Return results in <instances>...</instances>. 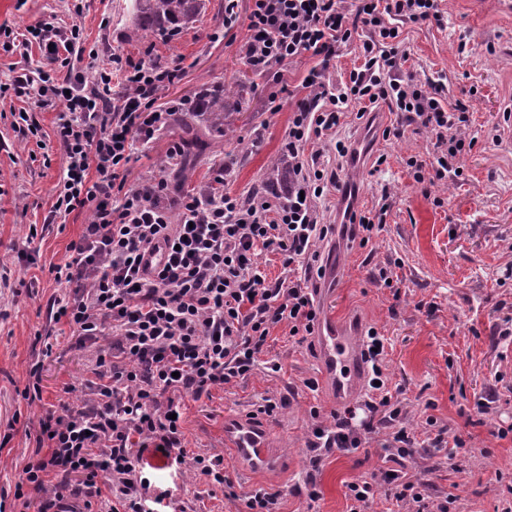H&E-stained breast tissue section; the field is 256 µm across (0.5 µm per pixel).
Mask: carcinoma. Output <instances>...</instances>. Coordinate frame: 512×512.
<instances>
[{
	"label": "carcinoma",
	"instance_id": "1",
	"mask_svg": "<svg viewBox=\"0 0 512 512\" xmlns=\"http://www.w3.org/2000/svg\"><path fill=\"white\" fill-rule=\"evenodd\" d=\"M203 0H136L134 3L136 24L129 31L128 37L137 38L143 30L168 34L178 32L194 22L200 14ZM190 112L195 114L214 133L224 132L226 112L224 98L212 95L196 100ZM187 138L185 151L180 165H185L190 157L211 148V142L194 131L189 122H184Z\"/></svg>",
	"mask_w": 512,
	"mask_h": 512
}]
</instances>
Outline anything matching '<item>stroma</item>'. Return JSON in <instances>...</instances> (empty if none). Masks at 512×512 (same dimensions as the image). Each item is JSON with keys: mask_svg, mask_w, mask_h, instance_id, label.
<instances>
[{"mask_svg": "<svg viewBox=\"0 0 512 512\" xmlns=\"http://www.w3.org/2000/svg\"><path fill=\"white\" fill-rule=\"evenodd\" d=\"M441 7L442 27L403 25L405 71L424 82L442 81L449 103L466 105V132L477 144L461 160L464 176L424 191L406 160L428 159L426 134L409 130L385 138L398 116L384 104L373 124L349 119L339 138L365 142L370 150L360 163L340 160L336 186L322 203L324 218L333 220L351 203L362 212L385 210L384 228L364 247L349 238L322 244L331 268L317 302L337 323L385 336L389 387L409 429L420 436L433 425L464 440L455 450L415 449L404 461L407 476L454 495V512H501L512 500V434L498 435L512 424V341L499 335L504 318L512 317V129L505 117L512 108V0H443ZM134 17L132 0H0V269L7 273L0 280V512L21 510L15 484L35 456L39 416L45 408H75L88 399L96 357L68 326L49 321L53 299L65 291L50 268L66 261L88 214L53 217L54 188L66 168L55 137L57 112L29 109L15 93V77L44 71L64 78L74 70L89 81L114 53L180 68L161 102L220 91L230 111L224 133L213 135L212 150L188 170L181 191L212 182L226 167L225 189L233 195H249L269 181L288 184L276 164L314 60L282 66L278 81L255 76L239 51L245 23L235 26L236 41L222 35L224 0H205L196 21L172 38L147 31L127 39ZM44 23L79 27L81 50L68 65L50 63L37 45L23 41L27 29ZM182 136L175 118L156 140L137 145L128 185L158 177L169 142ZM436 195L443 206L434 205ZM391 262L396 278L388 288L374 274ZM48 342L53 350L47 355ZM262 356L279 362L281 371L258 369L210 397L184 400L187 453L222 457L232 493L205 492L191 473L175 476L164 468L155 471L153 485L173 492L191 512H247V497L257 488L274 495L275 512H346L347 483L380 468L385 449L373 439L351 452L322 453L310 467V409L318 407L329 425L337 411L326 392L305 385L319 374L316 348L277 327ZM35 363L40 369L34 374ZM32 383L41 390L34 402L23 397ZM491 393L497 402L478 412L477 402ZM268 398L279 403L271 413L262 410ZM231 415L267 424L279 444L277 466L242 469L224 446V419ZM310 474L319 493L314 502L299 492Z\"/></svg>", "mask_w": 512, "mask_h": 512, "instance_id": "35a3bbf8", "label": "stroma"}]
</instances>
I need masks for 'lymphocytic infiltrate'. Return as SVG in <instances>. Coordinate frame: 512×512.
Instances as JSON below:
<instances>
[{
	"mask_svg": "<svg viewBox=\"0 0 512 512\" xmlns=\"http://www.w3.org/2000/svg\"><path fill=\"white\" fill-rule=\"evenodd\" d=\"M441 0H252L249 35L241 47L245 64L260 75L308 56L310 69L288 120L285 201L263 193L239 198L211 190L168 197L165 179L115 197L116 182L130 161L131 136L155 140L173 108L157 103L177 73L144 61L111 55L93 87L82 74L45 91L48 75L20 74L31 108H57L56 138L67 166L56 187L53 211L88 213L68 259L53 266L66 293L54 300L50 322L67 324L81 344L96 348L90 397L81 407L49 408L39 419L37 447L15 498H31L35 512H187L168 492H152L153 470L190 466L210 487H231L218 457H187L179 416L184 397L201 398L250 374L272 330L312 335L319 318L314 277L324 276L317 247L332 225L322 223L319 203L336 183L327 165L305 159L307 147L336 134L352 104L387 101L401 115L393 137L407 127L426 132L433 162L409 157L416 183L429 187L447 175L462 177L459 160L473 150L466 132L467 108L447 107V87L405 75L407 55L397 30L406 22H440ZM362 41L360 66L333 84L326 71L342 50ZM126 87L112 99V75ZM165 254L162 267L147 253ZM281 256L289 274L268 278L257 263L263 252ZM372 382L357 405L326 425L311 410L312 451H350L371 434H386L387 464L370 477L348 483V512H367L386 486L399 484L397 500L409 512H448L433 501L426 483L401 481L400 459L417 445L403 424L399 403L385 383V338H363Z\"/></svg>",
	"mask_w": 512,
	"mask_h": 512,
	"instance_id": "f902f5d3",
	"label": "lymphocytic infiltrate"
}]
</instances>
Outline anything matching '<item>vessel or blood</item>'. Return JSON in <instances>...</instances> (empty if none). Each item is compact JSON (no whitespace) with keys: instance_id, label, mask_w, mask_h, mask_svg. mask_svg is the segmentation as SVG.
<instances>
[{"instance_id":"vessel-or-blood-1","label":"vessel or blood","mask_w":512,"mask_h":512,"mask_svg":"<svg viewBox=\"0 0 512 512\" xmlns=\"http://www.w3.org/2000/svg\"><path fill=\"white\" fill-rule=\"evenodd\" d=\"M316 330L321 384L337 404L349 403L361 391L365 378L360 336L354 328L337 326L330 316L319 318ZM224 445L250 468L258 470L271 462L265 430L246 418H225Z\"/></svg>"}]
</instances>
